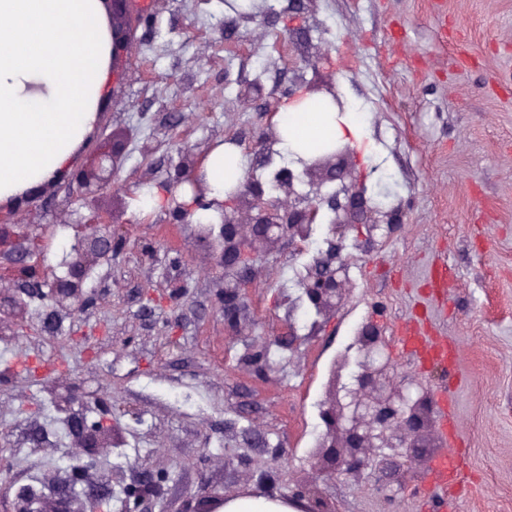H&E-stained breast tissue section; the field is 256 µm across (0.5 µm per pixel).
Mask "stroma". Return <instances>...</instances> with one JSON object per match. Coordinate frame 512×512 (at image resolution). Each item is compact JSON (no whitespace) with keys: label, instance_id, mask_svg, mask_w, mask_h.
<instances>
[{"label":"stroma","instance_id":"35a3bbf8","mask_svg":"<svg viewBox=\"0 0 512 512\" xmlns=\"http://www.w3.org/2000/svg\"><path fill=\"white\" fill-rule=\"evenodd\" d=\"M253 18L230 0H155L149 29L123 63L95 139L126 141L121 186L99 209L121 215L126 249L96 271L97 305L67 320L73 338L0 341V439L16 479L72 464L50 393L19 376L18 357L64 362L59 389L111 399L121 447L103 460L123 470L163 467L167 512L201 497L264 492L239 466L271 470L280 489L310 480L308 454L323 429L320 405L361 329L378 326L398 381L447 393L465 482L456 512H512V0H252ZM333 83L367 123L370 152L356 172L388 202L405 201V222L372 245L348 247L344 302L316 335L276 351L266 380L240 361L244 339L266 342L288 318L313 244L281 241L256 258L243 334L226 335L214 301L224 280L193 225L166 208L138 204L144 184L163 187L180 151L219 141L248 147L279 110L282 87ZM260 82L262 98L240 96ZM153 243L144 255V243ZM450 279L434 288L439 266ZM186 281L187 298L154 303L143 288ZM418 320L426 334L459 348L454 371L404 354L398 327ZM54 444L29 443L33 425ZM282 450L271 460L260 438ZM420 466L404 467L407 489L376 493L380 477L320 486L331 512H428Z\"/></svg>","mask_w":512,"mask_h":512}]
</instances>
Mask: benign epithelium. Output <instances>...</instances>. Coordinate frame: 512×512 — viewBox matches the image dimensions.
Here are the masks:
<instances>
[{
	"label": "benign epithelium",
	"mask_w": 512,
	"mask_h": 512,
	"mask_svg": "<svg viewBox=\"0 0 512 512\" xmlns=\"http://www.w3.org/2000/svg\"><path fill=\"white\" fill-rule=\"evenodd\" d=\"M108 19L110 39L109 62L112 83L121 79L120 66L134 48V27L146 23L136 0H102ZM275 139L274 129L264 128L252 141L255 166L263 167L267 143ZM354 148L347 143L336 145L328 154L316 155L301 162L274 170L264 181L248 172L236 192L221 205V222L203 224L193 219L198 209L208 210L213 204L205 200L201 173L202 157L189 149L181 151L182 160L166 185L174 191L188 185L193 191L192 204L171 199L169 215L174 224H196L197 236L207 243L215 261L233 282L216 294L217 311L224 317V330L229 336L242 335L243 303L246 288L257 258L254 247L259 241L276 245L286 239L298 242L295 230L305 226L311 236L312 225L327 226L326 248L314 259L309 278L300 283V294L291 308L302 305L310 315L309 330L322 328V319L336 311L344 297L347 267L341 252L347 228L371 233L392 234L403 223L404 206L387 210L375 205L362 175L350 162ZM123 166V142L106 139L90 152L89 160L63 176L74 185L88 214L65 226L72 232L69 259L57 269L47 264L54 244V234L34 221H21L10 205L21 202L32 210L39 196L27 191L0 203V259L9 266L10 285L0 284V335H58L62 317L80 316L97 304L98 296L90 285L94 268L125 250L127 238L116 228V218L103 215L95 207L96 197L112 187ZM41 309L34 317L32 308ZM300 341L298 328L288 319L282 335L275 342L293 347ZM384 340L374 325L361 332L355 357L344 356L343 365H353L349 381L332 391L322 405L320 417L324 431L310 455L311 470L318 479L336 477L356 479L373 464L386 471L398 468L396 457L405 453L416 461L432 447L431 399L423 393L417 397L409 388L397 383L389 362L380 351ZM267 345L251 344L245 358L252 378L268 375ZM71 406L79 409L68 420L66 429L77 450L78 465L70 471L52 475L39 487L18 484L12 469L0 465V496L11 500L9 512H81L78 504L92 503L110 495L112 488L91 479L85 462L109 453L112 444V404L89 399L70 389ZM158 470L147 468L139 476L123 483L127 502L144 508V512H166L158 507L165 495L168 480L157 477ZM270 497L302 512H325L320 506L316 482L295 485L288 493H277L276 480L270 481ZM224 505V496L209 495L199 500L189 512H216Z\"/></svg>",
	"instance_id": "obj_1"
}]
</instances>
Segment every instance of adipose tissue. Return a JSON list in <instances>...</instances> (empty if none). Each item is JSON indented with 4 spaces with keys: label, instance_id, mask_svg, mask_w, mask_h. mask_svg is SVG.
<instances>
[{
    "label": "adipose tissue",
    "instance_id": "obj_1",
    "mask_svg": "<svg viewBox=\"0 0 512 512\" xmlns=\"http://www.w3.org/2000/svg\"><path fill=\"white\" fill-rule=\"evenodd\" d=\"M109 84L100 0H0V202L71 168ZM276 133L291 162L339 140L361 150L366 139L364 121L327 94L283 103ZM246 164L235 143H215L202 160L208 198L225 201Z\"/></svg>",
    "mask_w": 512,
    "mask_h": 512
}]
</instances>
